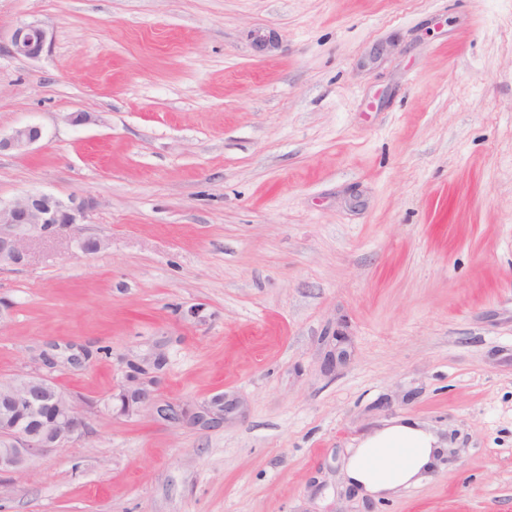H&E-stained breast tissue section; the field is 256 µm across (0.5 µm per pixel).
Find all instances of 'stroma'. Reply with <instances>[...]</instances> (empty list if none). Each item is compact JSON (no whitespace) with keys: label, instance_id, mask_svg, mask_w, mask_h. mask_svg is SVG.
Instances as JSON below:
<instances>
[{"label":"stroma","instance_id":"1","mask_svg":"<svg viewBox=\"0 0 512 512\" xmlns=\"http://www.w3.org/2000/svg\"><path fill=\"white\" fill-rule=\"evenodd\" d=\"M28 124L0 202L89 197L108 246L0 269V378L88 424L0 512H512V0H0V135ZM401 417L446 453L358 494ZM46 43L47 30L38 20L19 25L10 35L11 52L29 59L38 58ZM152 387L150 381H143L130 390H123L120 394L122 412L129 413L133 409H144L153 406L155 396Z\"/></svg>","mask_w":512,"mask_h":512}]
</instances>
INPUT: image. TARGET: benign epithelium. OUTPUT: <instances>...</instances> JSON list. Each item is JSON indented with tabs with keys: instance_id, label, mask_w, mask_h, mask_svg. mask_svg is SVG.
<instances>
[{
	"instance_id": "obj_1",
	"label": "benign epithelium",
	"mask_w": 512,
	"mask_h": 512,
	"mask_svg": "<svg viewBox=\"0 0 512 512\" xmlns=\"http://www.w3.org/2000/svg\"><path fill=\"white\" fill-rule=\"evenodd\" d=\"M47 43V30L38 21L16 27L10 35L11 52L38 58ZM42 137L37 125L16 128L0 136V151L25 150ZM92 208L91 199L71 195L24 192L7 205H0V266L23 261L26 246L35 236L51 237L63 231L78 232ZM122 412L155 404L152 383L143 381L120 394ZM86 422L75 399L52 378L21 372L0 379V473L26 474L36 457L62 448L85 434Z\"/></svg>"
}]
</instances>
